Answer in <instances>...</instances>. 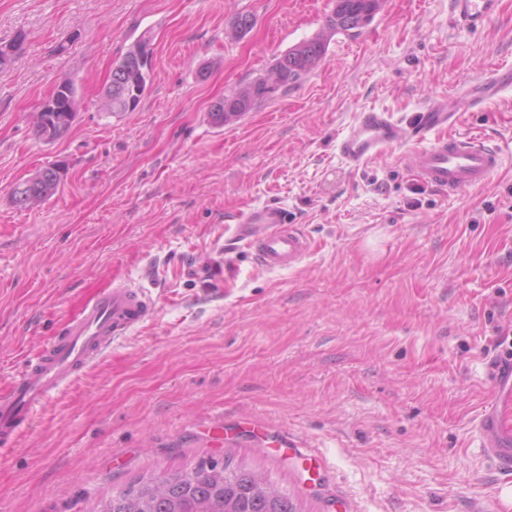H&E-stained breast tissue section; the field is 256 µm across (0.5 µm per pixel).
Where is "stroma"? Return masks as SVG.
<instances>
[{
	"instance_id": "35a3bbf8",
	"label": "stroma",
	"mask_w": 512,
	"mask_h": 512,
	"mask_svg": "<svg viewBox=\"0 0 512 512\" xmlns=\"http://www.w3.org/2000/svg\"><path fill=\"white\" fill-rule=\"evenodd\" d=\"M483 30L450 0H383L359 35L224 127L209 112L319 34L335 0H0V388L59 329L95 276L121 270L153 318L0 446V512H94L147 474L230 457L299 512H512L474 423L512 348V90L458 132L498 144L483 186L448 196L392 150L358 171L336 142L360 113L409 124L430 97L512 67V0ZM254 19L236 35L239 15ZM153 49L136 110L100 102L141 35ZM83 107L62 139L34 115L61 80ZM48 163L59 191L16 207ZM278 202L312 240L269 272L227 246L226 219Z\"/></svg>"
}]
</instances>
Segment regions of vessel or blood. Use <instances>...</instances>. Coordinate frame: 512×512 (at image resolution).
<instances>
[{
  "mask_svg": "<svg viewBox=\"0 0 512 512\" xmlns=\"http://www.w3.org/2000/svg\"><path fill=\"white\" fill-rule=\"evenodd\" d=\"M500 0H451L452 26L475 31L497 14ZM480 91L457 98L430 99L408 126L387 111L361 113L339 137L337 149L352 170L394 147H403V166L423 185L451 195L486 184L501 166L499 148L484 138L454 134L460 113L512 88V68L485 76ZM231 238L266 270L294 267L311 249L309 236L294 224L285 207L268 203L231 218ZM156 309L150 290L117 271L103 278L62 321L57 335L26 360L0 390V442L19 444L33 412L102 358L114 340L141 327ZM491 374L500 400L512 398V351L497 357ZM488 402L477 430L488 457L512 466V432L501 425L499 402Z\"/></svg>",
  "mask_w": 512,
  "mask_h": 512,
  "instance_id": "1",
  "label": "vessel or blood"
}]
</instances>
